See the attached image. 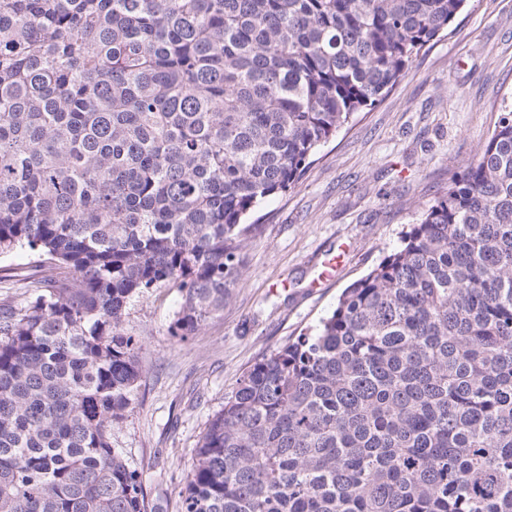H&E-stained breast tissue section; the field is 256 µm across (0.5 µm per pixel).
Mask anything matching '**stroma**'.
<instances>
[{
    "instance_id": "obj_1",
    "label": "stroma",
    "mask_w": 512,
    "mask_h": 512,
    "mask_svg": "<svg viewBox=\"0 0 512 512\" xmlns=\"http://www.w3.org/2000/svg\"><path fill=\"white\" fill-rule=\"evenodd\" d=\"M511 104L512 0H467L380 102L258 209L261 232L223 312L179 344L169 332L176 289L130 301L125 330L143 346V374L112 445L159 512H179L198 441L242 374L315 329L344 288L400 246ZM330 259L338 267L325 280ZM36 272L27 250L0 255V298L25 302L19 282Z\"/></svg>"
}]
</instances>
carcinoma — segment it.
I'll return each mask as SVG.
<instances>
[{"label":"carcinoma","mask_w":512,"mask_h":512,"mask_svg":"<svg viewBox=\"0 0 512 512\" xmlns=\"http://www.w3.org/2000/svg\"><path fill=\"white\" fill-rule=\"evenodd\" d=\"M464 0H0V512H154L112 447L141 346L224 310L269 197ZM180 512H512V106L400 247L210 420ZM35 265L33 257L25 249L0 255V298L24 303L32 291L30 288H17L21 283L18 281L26 276L39 274V269Z\"/></svg>","instance_id":"obj_1"}]
</instances>
